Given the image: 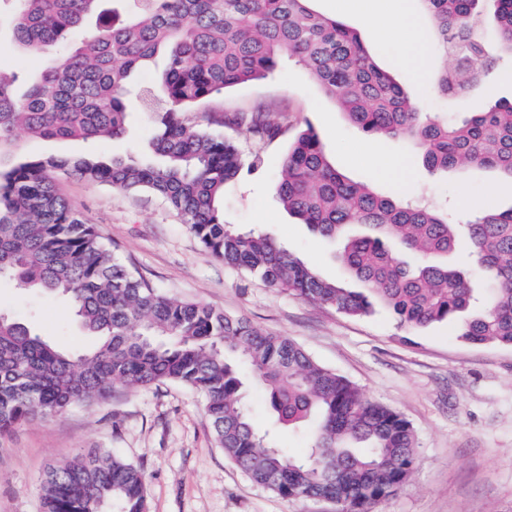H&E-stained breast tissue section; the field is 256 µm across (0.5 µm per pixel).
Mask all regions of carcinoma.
<instances>
[{
  "mask_svg": "<svg viewBox=\"0 0 512 512\" xmlns=\"http://www.w3.org/2000/svg\"><path fill=\"white\" fill-rule=\"evenodd\" d=\"M10 45L47 53L71 49L40 73L0 71V277L66 298L97 338L77 357L0 313V433L30 419L92 405L120 382L130 389L183 384L206 403L216 442L248 477L284 498L323 499L336 512H377L408 479L414 430L401 414L368 400L293 339L208 305L169 296L118 257L59 190L63 179L149 193L182 217L224 265L337 312L363 317L383 303L401 327L418 329L468 312L459 336L512 347V207L484 199L471 219L376 193L347 180L309 127L291 142L275 183L277 200L310 230L343 243L348 274L369 293L328 280L262 231L224 223V191L259 156L193 121L196 106L224 89L273 74L295 56L366 136L413 142L432 172L489 168L512 181V100L494 95L512 60V0H422L437 46L453 63L433 90L447 99L479 92L480 112L448 121L417 111L374 62L357 33L308 8V0H128L122 18L105 0H12ZM164 74L143 97L154 158L102 160L84 153L19 159L22 135L95 141L125 133L130 78L159 52ZM270 110L213 118L244 126L258 141L279 126ZM466 238L484 275L481 288L450 257ZM414 257L409 261L408 257ZM265 389L274 426L310 430L295 458L257 429L243 400V368ZM43 512H146L136 466L90 450L49 466Z\"/></svg>",
  "mask_w": 512,
  "mask_h": 512,
  "instance_id": "cac0c4a2",
  "label": "carcinoma"
}]
</instances>
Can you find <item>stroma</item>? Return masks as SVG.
Masks as SVG:
<instances>
[{"mask_svg":"<svg viewBox=\"0 0 512 512\" xmlns=\"http://www.w3.org/2000/svg\"><path fill=\"white\" fill-rule=\"evenodd\" d=\"M309 6L354 30L418 111L458 119L486 106L476 94L452 104L437 96L428 78L446 67L447 58L430 39L423 71L405 64L389 31L365 23L358 13L362 7L380 9L379 0H310ZM260 103L273 106L272 119L282 132L258 142L246 128L225 127L245 156H260L262 163L225 191L224 221L242 232L263 230L324 278L355 285L338 258V246L289 216L273 192L289 142L306 128L318 132L337 169L381 194L452 213L463 196H489L501 208L512 207V182L494 171L433 174L417 161L409 140H370L294 57L285 58L272 76L225 89L200 104L192 118L207 127L213 112L230 115ZM153 134L148 113L135 101L122 138L91 143L24 136L20 145L30 157L92 152L126 159L143 154ZM367 144L385 159L404 163L409 182L386 172L372 174L359 160ZM60 188L154 286L290 337L368 399L411 423L416 466L380 512H512L511 346L465 342L454 322L407 330L381 306L364 317L342 315L225 267L202 249L178 215L148 193L122 194L80 179L64 180ZM0 313L29 322L35 333L70 353H83L93 344L64 299L12 280H0ZM91 448L145 473L148 512H336L332 502L287 499L254 483L216 443L202 396L177 383L137 390L119 385L105 401L77 405L1 434L0 512H42L41 478L47 467Z\"/></svg>","mask_w":512,"mask_h":512,"instance_id":"stroma-1","label":"stroma"}]
</instances>
